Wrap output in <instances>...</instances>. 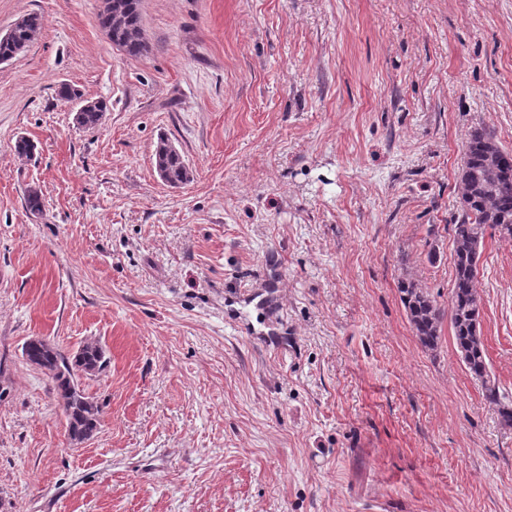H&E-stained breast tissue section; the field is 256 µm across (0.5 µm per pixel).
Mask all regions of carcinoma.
Returning a JSON list of instances; mask_svg holds the SVG:
<instances>
[{"label":"carcinoma","instance_id":"carcinoma-1","mask_svg":"<svg viewBox=\"0 0 512 512\" xmlns=\"http://www.w3.org/2000/svg\"><path fill=\"white\" fill-rule=\"evenodd\" d=\"M100 26L109 33L112 44L126 55L137 57L146 51L142 31L141 0H112L99 14ZM41 28V19L30 14L15 24L10 38L0 39V57L22 53ZM107 112L102 100H87L77 111L75 122L93 128ZM155 168L162 181L178 187L191 181L192 172L181 153L165 137H160ZM460 183L462 216L453 225L454 280L450 325L460 361L472 378L481 382L486 400L497 406L501 423L512 427V405L502 401L499 387L490 371L489 359L480 334L481 301L475 289L486 229H512V153L502 149L494 133L476 128L464 152ZM400 299L422 347L433 350L440 342L441 309L413 282L399 284ZM26 361L54 384L67 419L71 441L81 443L97 430L101 405L86 395L78 379L91 375L105 364L104 351L96 342L85 343L73 356L64 355L53 344L41 340L23 351Z\"/></svg>","mask_w":512,"mask_h":512}]
</instances>
